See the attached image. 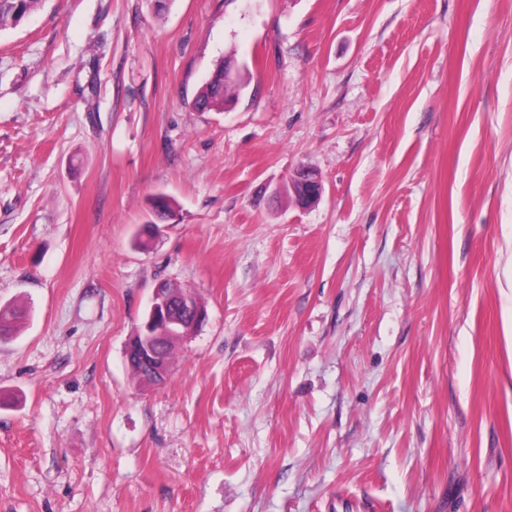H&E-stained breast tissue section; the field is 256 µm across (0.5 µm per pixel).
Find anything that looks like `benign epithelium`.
<instances>
[{"label":"benign epithelium","instance_id":"1","mask_svg":"<svg viewBox=\"0 0 512 512\" xmlns=\"http://www.w3.org/2000/svg\"><path fill=\"white\" fill-rule=\"evenodd\" d=\"M289 186L296 192L302 204L317 200L322 194L321 181L308 171H301ZM206 313L199 304L191 301L180 303L179 312H174L163 284H158L152 293L143 326L128 340L125 349L126 363L141 367L142 386H153L171 371V362L158 350V341L166 336H180V329L200 326Z\"/></svg>","mask_w":512,"mask_h":512}]
</instances>
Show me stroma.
<instances>
[{"label":"stroma","mask_w":512,"mask_h":512,"mask_svg":"<svg viewBox=\"0 0 512 512\" xmlns=\"http://www.w3.org/2000/svg\"><path fill=\"white\" fill-rule=\"evenodd\" d=\"M162 281L207 319L140 388ZM0 303V512H512V0H43L0 32ZM238 91L239 83L228 76L224 62H220L191 101L190 107L196 112H221L224 110V103L238 98ZM289 186L296 192L303 205L317 200L322 194V183L309 171L298 172L291 180Z\"/></svg>","instance_id":"1"}]
</instances>
